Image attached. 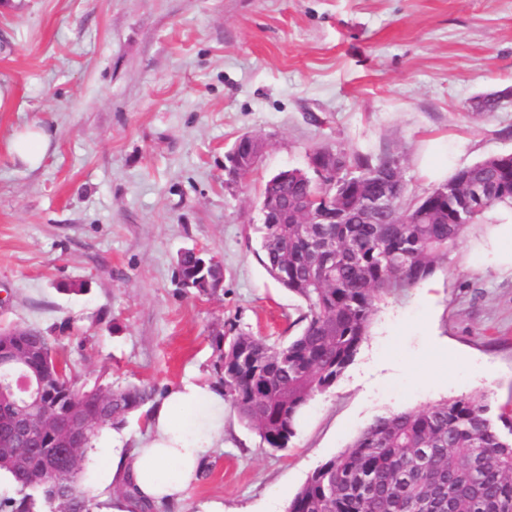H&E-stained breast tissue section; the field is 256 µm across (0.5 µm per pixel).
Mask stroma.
I'll return each mask as SVG.
<instances>
[{
  "label": "stroma",
  "mask_w": 512,
  "mask_h": 512,
  "mask_svg": "<svg viewBox=\"0 0 512 512\" xmlns=\"http://www.w3.org/2000/svg\"><path fill=\"white\" fill-rule=\"evenodd\" d=\"M0 327L57 336L79 384L215 383L228 323L276 340L302 302L261 265L251 230L273 174L317 148L400 159L407 198L430 163L512 153V0H15L0 8ZM38 168L13 152L28 127ZM266 148L224 181L242 134ZM490 209L428 280L381 297L366 341L295 435L267 448L236 410L224 445L171 512H265L290 500L375 418L484 399L512 418V238ZM224 266L213 296L177 283L178 253ZM86 283L83 292L74 291ZM49 141L44 128H30L20 135L13 148L22 162L35 167L42 161Z\"/></svg>",
  "instance_id": "obj_1"
}]
</instances>
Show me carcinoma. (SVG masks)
<instances>
[{
    "instance_id": "cac0c4a2",
    "label": "carcinoma",
    "mask_w": 512,
    "mask_h": 512,
    "mask_svg": "<svg viewBox=\"0 0 512 512\" xmlns=\"http://www.w3.org/2000/svg\"><path fill=\"white\" fill-rule=\"evenodd\" d=\"M500 103L498 93H488L476 99V109L495 112ZM335 151L342 162L331 188L336 223H303L322 181L300 172L265 182L266 192L288 205L277 209L275 223L256 226L257 255L272 278L303 302V326L285 341L232 327L212 338L225 400L275 450L288 447L311 396L331 388L351 364L367 338L375 301L429 279L484 212L512 206V154L456 170L421 200L375 209L368 202L384 188L382 175L392 171L393 158ZM176 275L190 293L212 296L224 268L186 248L177 256ZM0 354L25 361L48 379L36 415L87 420L73 457L46 430L19 449L17 462L0 460V472L16 483L14 495L0 498V512H34L38 504L54 512L61 499L71 512H97L104 503L83 483L94 442L104 428L118 429L155 403V388L80 391L51 337L36 329H1ZM433 493L455 497L456 512H512V441L486 404L461 396L376 418L348 449L308 476L288 512H416L417 501ZM119 494L130 512L154 510L150 501H134L128 489Z\"/></svg>"
}]
</instances>
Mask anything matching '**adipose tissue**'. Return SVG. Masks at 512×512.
Returning <instances> with one entry per match:
<instances>
[{
    "mask_svg": "<svg viewBox=\"0 0 512 512\" xmlns=\"http://www.w3.org/2000/svg\"><path fill=\"white\" fill-rule=\"evenodd\" d=\"M226 407L220 389L184 381L150 408L145 434L109 431L107 478L155 503L177 502L223 440Z\"/></svg>",
    "mask_w": 512,
    "mask_h": 512,
    "instance_id": "1",
    "label": "adipose tissue"
}]
</instances>
